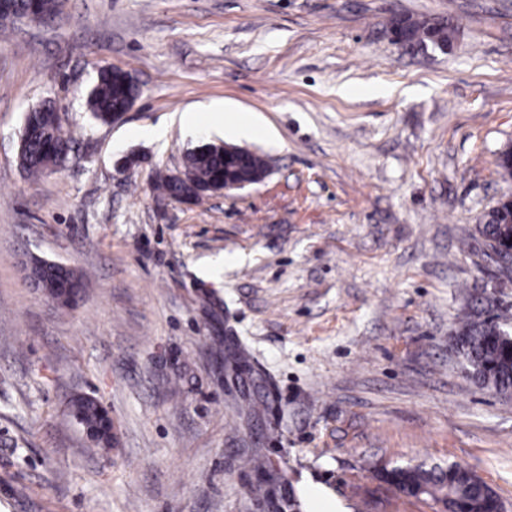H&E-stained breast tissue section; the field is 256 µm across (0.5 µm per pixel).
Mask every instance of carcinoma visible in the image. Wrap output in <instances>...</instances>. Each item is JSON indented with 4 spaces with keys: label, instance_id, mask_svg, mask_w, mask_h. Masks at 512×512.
Here are the masks:
<instances>
[{
    "label": "carcinoma",
    "instance_id": "carcinoma-1",
    "mask_svg": "<svg viewBox=\"0 0 512 512\" xmlns=\"http://www.w3.org/2000/svg\"><path fill=\"white\" fill-rule=\"evenodd\" d=\"M51 15L60 14V0H12L11 10L0 12V26L15 22V18L34 10ZM406 43L440 42L452 40V30L445 23L402 19L396 24ZM138 85L132 75L120 68H104L96 84L87 94V104L93 118L101 123L112 122V114L124 112L137 100ZM54 106L45 104L28 112L24 120L25 141L18 157V166L33 179L47 174L65 161L73 138L60 124H52ZM263 159L255 157L252 164L224 163V152L213 144L188 151L182 164V178L165 175L158 179L154 189L174 200L179 199L181 185L191 183L206 190L224 180V166L236 170L258 169ZM512 213L494 209L478 225L477 232L491 247H501L512 241ZM509 320L497 312L493 305L473 307L460 319L458 340L465 362L467 376L478 386L497 394H512V354L503 348L506 340L502 331L508 329ZM71 415L84 429L94 448L112 446V421L104 414L100 402L91 398L75 399ZM402 489L427 485L433 489L431 496L440 499L446 495L458 504L463 512H488L483 499L475 493L477 482L469 472L455 463L447 466H409L401 472Z\"/></svg>",
    "mask_w": 512,
    "mask_h": 512
}]
</instances>
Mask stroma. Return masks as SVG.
<instances>
[{"mask_svg":"<svg viewBox=\"0 0 512 512\" xmlns=\"http://www.w3.org/2000/svg\"><path fill=\"white\" fill-rule=\"evenodd\" d=\"M399 17L454 38L398 42ZM103 66L140 89L115 124L86 105ZM47 102L77 141L34 181L17 153ZM215 103L257 118L272 172L166 201L156 171L240 142L186 134ZM509 144L512 0H66L0 29V512H309L315 489L441 512L382 475L448 462L512 512V399L454 347L470 307L512 312L476 231L512 194ZM33 257L83 273L75 306L31 284ZM80 394L114 447L89 451ZM104 411L97 399H74L71 405L72 417L87 433L93 448L112 446V421Z\"/></svg>","mask_w":512,"mask_h":512,"instance_id":"stroma-1","label":"stroma"}]
</instances>
